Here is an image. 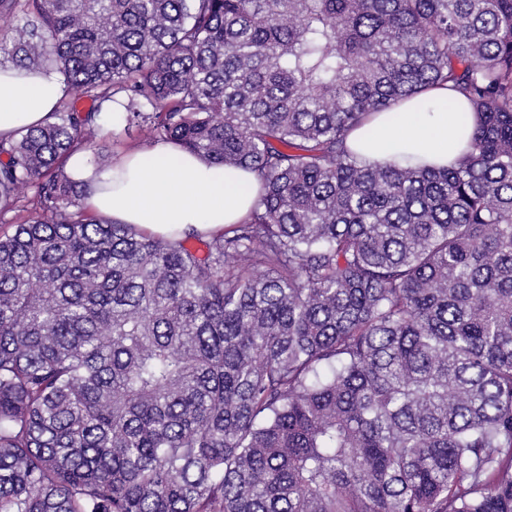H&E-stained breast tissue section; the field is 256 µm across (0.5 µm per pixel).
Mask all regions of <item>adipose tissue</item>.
<instances>
[{"instance_id": "obj_1", "label": "adipose tissue", "mask_w": 512, "mask_h": 512, "mask_svg": "<svg viewBox=\"0 0 512 512\" xmlns=\"http://www.w3.org/2000/svg\"><path fill=\"white\" fill-rule=\"evenodd\" d=\"M64 95L62 78L53 70L0 68V136L43 124ZM466 104L450 88H430L351 132L349 145L371 162L416 157L436 167L450 166L471 134L460 113ZM66 169L96 217L161 237L220 231L240 222L254 203L252 172L211 165L171 143L120 152L106 169L96 168L78 151Z\"/></svg>"}]
</instances>
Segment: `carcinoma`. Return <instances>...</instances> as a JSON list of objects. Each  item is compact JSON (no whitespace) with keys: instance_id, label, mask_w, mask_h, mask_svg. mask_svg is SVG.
<instances>
[{"instance_id":"cac0c4a2","label":"carcinoma","mask_w":512,"mask_h":512,"mask_svg":"<svg viewBox=\"0 0 512 512\" xmlns=\"http://www.w3.org/2000/svg\"><path fill=\"white\" fill-rule=\"evenodd\" d=\"M24 23L14 24L17 15ZM68 100L0 138V512H512V0H0ZM454 166L346 143L432 86ZM117 104L258 178L188 246L89 217Z\"/></svg>"}]
</instances>
